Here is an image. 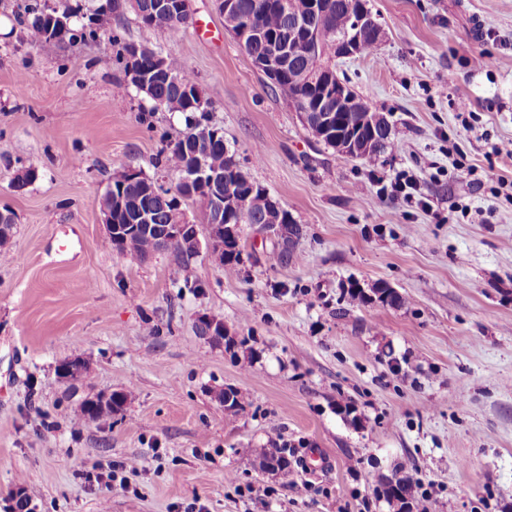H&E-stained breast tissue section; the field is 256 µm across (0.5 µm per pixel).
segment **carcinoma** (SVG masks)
I'll return each instance as SVG.
<instances>
[{
  "label": "carcinoma",
  "mask_w": 512,
  "mask_h": 512,
  "mask_svg": "<svg viewBox=\"0 0 512 512\" xmlns=\"http://www.w3.org/2000/svg\"><path fill=\"white\" fill-rule=\"evenodd\" d=\"M283 1L287 2V6L281 5ZM328 2L329 10L323 20L325 34L317 48L315 58L333 63L336 58V32L342 33L351 26L348 11L351 0ZM236 5V11L224 18L225 25L236 36L238 28L243 25V20L251 22V27L261 34V37L255 39L250 46V54L257 58L267 53L271 40L288 41L296 19L310 12L308 0H236ZM133 8L142 24L166 32L171 39L180 37L192 21L189 0H134ZM29 14L32 15V20L28 27V35L36 36L38 42L48 40L50 13L46 11V5L34 0ZM373 32L374 27L369 25L356 33L360 54L366 55L376 48ZM97 37V30L93 26L82 24L68 27L59 35L58 41L72 45L95 40ZM111 40L112 46L116 48L112 64L126 76L129 67V44L123 42L121 34L117 31L112 32ZM164 64V70H155L149 55L142 56L139 62V67L146 76L148 92L145 96L153 103L152 111L184 114L187 129L190 131L204 125V112L197 106L200 91L195 76L174 57H164ZM312 66V59L296 54L286 59L282 75L275 82L268 83L274 95L282 98L288 107L299 113L306 110L305 86ZM193 147L189 135L185 134L162 152L164 168L170 175L179 176L180 170L190 164L188 156ZM394 147L392 128L387 127L379 133L370 148L363 152L361 161L372 162ZM205 163L211 170L225 174L224 196L228 197L232 192L238 193L236 188L229 189L233 169L239 168V165L224 142V135H219L218 139L210 144L209 150L205 152ZM112 192L124 201V208L112 211L114 224H133L142 211L152 213V223L167 224L173 210L180 205L179 198L174 196L171 190L140 173L130 177L123 172L115 177L112 181ZM264 193V188L256 187V194L251 199V209L245 223L259 224L263 231L273 235L278 233V228L284 227L290 235L300 237L302 226L293 219L287 209H276L262 204L261 195ZM219 237L224 243V249L218 251L220 264L224 266V271L234 273L241 263L242 255L238 236L234 235L230 224L225 222L223 229L219 230ZM186 241L185 236L178 238L170 234L161 240L157 239L155 234L149 238L142 234H129L119 240H105L103 244L120 254L146 259L159 249L172 250L189 257L195 250L186 246ZM126 400L127 394L124 393L120 400L94 409L82 403L79 406V415L91 420H108L122 410Z\"/></svg>",
  "instance_id": "1"
}]
</instances>
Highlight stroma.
<instances>
[{
    "label": "stroma",
    "instance_id": "stroma-1",
    "mask_svg": "<svg viewBox=\"0 0 512 512\" xmlns=\"http://www.w3.org/2000/svg\"><path fill=\"white\" fill-rule=\"evenodd\" d=\"M29 0H0V512L24 488L35 512H99L88 472L131 484L109 512H393V474L417 473L431 512H512V0H370L385 35L338 75L386 114L397 150L340 157L304 129L224 25L189 0L179 40L133 10L95 41L27 39ZM196 77L242 170L303 232L288 263L244 226L225 274L207 245L180 258L112 251L99 201L121 171L164 179L185 117L109 65L113 30ZM484 53L494 68L475 69ZM469 115L458 112V103ZM39 177L16 188L24 167ZM421 180L423 211L378 195L376 177ZM402 305L352 304L350 283ZM223 321L234 349L197 331ZM81 358L88 376L62 379ZM239 394L237 411L218 401ZM124 391L122 412L79 418ZM284 449L304 491L261 470ZM327 464L306 471L307 449Z\"/></svg>",
    "mask_w": 512,
    "mask_h": 512
}]
</instances>
